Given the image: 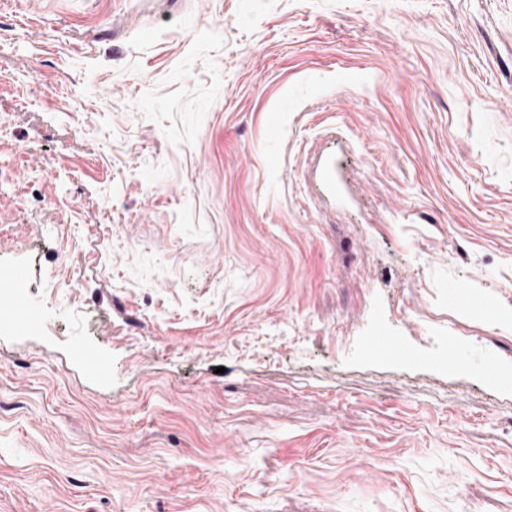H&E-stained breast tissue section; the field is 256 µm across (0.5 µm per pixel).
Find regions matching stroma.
Instances as JSON below:
<instances>
[{
    "label": "stroma",
    "mask_w": 512,
    "mask_h": 512,
    "mask_svg": "<svg viewBox=\"0 0 512 512\" xmlns=\"http://www.w3.org/2000/svg\"><path fill=\"white\" fill-rule=\"evenodd\" d=\"M17 267L0 512H512V0H0ZM0 315L20 324H29L39 319L36 311L16 306L5 295H0Z\"/></svg>",
    "instance_id": "1"
}]
</instances>
